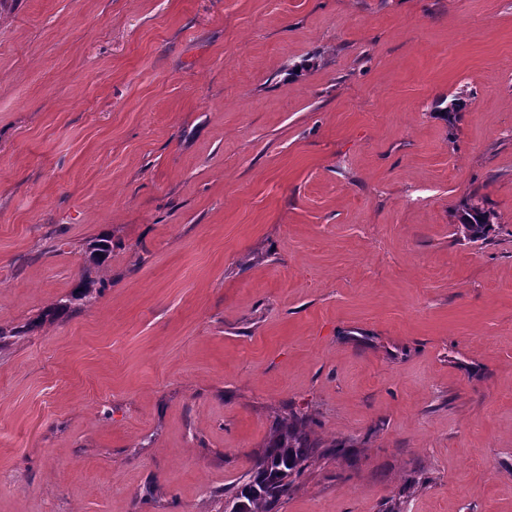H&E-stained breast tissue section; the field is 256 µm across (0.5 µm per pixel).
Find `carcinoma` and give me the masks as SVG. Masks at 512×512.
Listing matches in <instances>:
<instances>
[{
	"label": "carcinoma",
	"mask_w": 512,
	"mask_h": 512,
	"mask_svg": "<svg viewBox=\"0 0 512 512\" xmlns=\"http://www.w3.org/2000/svg\"><path fill=\"white\" fill-rule=\"evenodd\" d=\"M496 219L487 201L475 193L463 199L457 208V220L468 226L472 242L487 240ZM85 254L88 267L98 272L106 269L112 260V237L107 233L99 234L87 244ZM104 288V279L83 275L68 294L47 307L35 321L10 329L0 328V345L26 335L45 322L83 310ZM323 455L322 445L307 431L306 417L291 413L275 422L264 448L257 453L227 503L233 507L243 503L244 512H264L266 507L288 494L293 475Z\"/></svg>",
	"instance_id": "1"
}]
</instances>
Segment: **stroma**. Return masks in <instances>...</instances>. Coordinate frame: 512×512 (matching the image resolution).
<instances>
[{
    "mask_svg": "<svg viewBox=\"0 0 512 512\" xmlns=\"http://www.w3.org/2000/svg\"><path fill=\"white\" fill-rule=\"evenodd\" d=\"M105 231L0 347V512H224L292 410L270 512H512V0H5L0 326ZM496 219L487 201L475 193L463 199L457 208V220L459 224L468 226V239L472 242L487 240ZM85 254L88 268L96 272L106 269L112 260V237L107 233L99 234L87 244ZM104 288H106V284L103 278H93L89 273L84 274L68 294L47 307L35 321L24 326L11 327L10 329L0 328V345H4L11 338L25 336L28 332L45 322H53L73 312L83 310L88 302L96 301ZM323 446L307 431L303 414L291 413L277 419L264 448L255 456L233 495L226 502L231 507L243 503V512H268L280 497L288 494L291 477L321 458Z\"/></svg>",
    "mask_w": 512,
    "mask_h": 512,
    "instance_id": "stroma-1",
    "label": "stroma"
}]
</instances>
